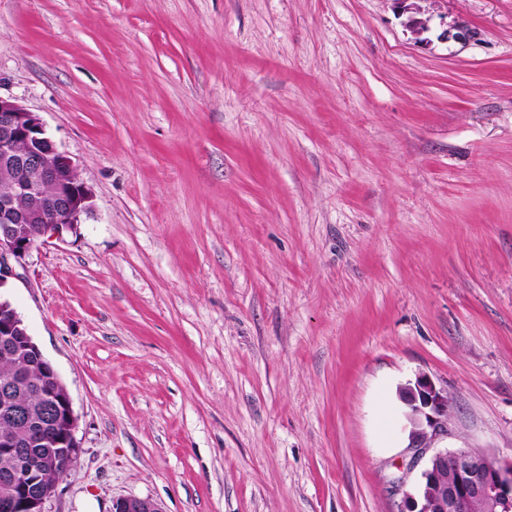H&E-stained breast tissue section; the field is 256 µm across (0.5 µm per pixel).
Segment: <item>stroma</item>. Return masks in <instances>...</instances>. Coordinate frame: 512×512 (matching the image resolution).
Segmentation results:
<instances>
[{
    "mask_svg": "<svg viewBox=\"0 0 512 512\" xmlns=\"http://www.w3.org/2000/svg\"><path fill=\"white\" fill-rule=\"evenodd\" d=\"M420 8L0 0L92 191L8 290L78 417L45 512H398L420 373L512 459V0ZM112 512H164L149 498L123 497L112 502Z\"/></svg>",
    "mask_w": 512,
    "mask_h": 512,
    "instance_id": "obj_1",
    "label": "stroma"
}]
</instances>
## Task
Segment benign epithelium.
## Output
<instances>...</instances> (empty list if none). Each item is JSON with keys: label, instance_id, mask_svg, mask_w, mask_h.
Here are the masks:
<instances>
[{"label": "benign epithelium", "instance_id": "obj_1", "mask_svg": "<svg viewBox=\"0 0 512 512\" xmlns=\"http://www.w3.org/2000/svg\"><path fill=\"white\" fill-rule=\"evenodd\" d=\"M24 149H19V146ZM0 163L10 173V191L0 197V287L14 277V267L44 238H63L77 231L91 211V190L80 180L72 159L60 152L47 135L41 118L17 101L0 97ZM48 186L42 209L50 223L39 228L37 237L21 225L34 217L16 207L20 197L35 195ZM0 347L16 352L43 366L51 379L58 378L32 336L20 328L19 316L7 303H0ZM15 382L4 386L0 414L16 428L28 427L33 419L12 398ZM407 406L408 445L416 459L439 441L448 438V393L424 374L399 390ZM42 410L56 421L53 445L64 449L70 464L80 454L76 438L78 418L68 390L44 395ZM0 452L12 466L0 475V512H45V503L55 496L59 483L42 479V466L35 464L31 449L14 433L0 434ZM429 455V454H427ZM484 512H512V461L500 462L470 449H438L429 455L421 480L405 492L399 512H471L474 503ZM112 512H163L149 498L123 497L112 502Z\"/></svg>", "mask_w": 512, "mask_h": 512}]
</instances>
